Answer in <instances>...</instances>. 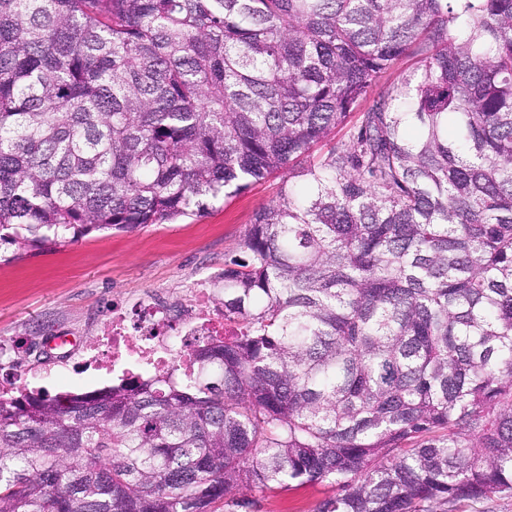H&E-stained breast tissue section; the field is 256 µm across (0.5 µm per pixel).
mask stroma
Instances as JSON below:
<instances>
[{
  "label": "stroma",
  "instance_id": "35a3bbf8",
  "mask_svg": "<svg viewBox=\"0 0 512 512\" xmlns=\"http://www.w3.org/2000/svg\"><path fill=\"white\" fill-rule=\"evenodd\" d=\"M280 178L216 201L207 214L132 231H94L77 241L0 261V336L30 337L50 326L92 338L87 316L154 288L174 293L224 268L239 252L255 212L272 202ZM109 376L36 372L33 388L85 393L112 385ZM331 488L306 485L259 500L252 512H313Z\"/></svg>",
  "mask_w": 512,
  "mask_h": 512
}]
</instances>
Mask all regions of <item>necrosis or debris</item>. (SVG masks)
I'll return each mask as SVG.
<instances>
[{
  "mask_svg": "<svg viewBox=\"0 0 512 512\" xmlns=\"http://www.w3.org/2000/svg\"><path fill=\"white\" fill-rule=\"evenodd\" d=\"M224 306L209 282L176 297L164 290L144 293L134 302H114L96 323L95 343L67 346V330L50 331L43 349L60 371L82 366L101 374L122 372L187 373L191 352L207 336L227 332ZM26 346L0 340V392L18 391L27 381Z\"/></svg>",
  "mask_w": 512,
  "mask_h": 512,
  "instance_id": "1",
  "label": "necrosis or debris"
}]
</instances>
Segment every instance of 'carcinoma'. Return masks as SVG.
Instances as JSON below:
<instances>
[{
	"label": "carcinoma",
	"instance_id": "carcinoma-1",
	"mask_svg": "<svg viewBox=\"0 0 512 512\" xmlns=\"http://www.w3.org/2000/svg\"><path fill=\"white\" fill-rule=\"evenodd\" d=\"M276 172L193 373L0 396V512L512 497V0H0L14 256ZM329 485H306L283 488L276 494L258 503L247 512H313L315 505L326 494L331 493Z\"/></svg>",
	"mask_w": 512,
	"mask_h": 512
}]
</instances>
